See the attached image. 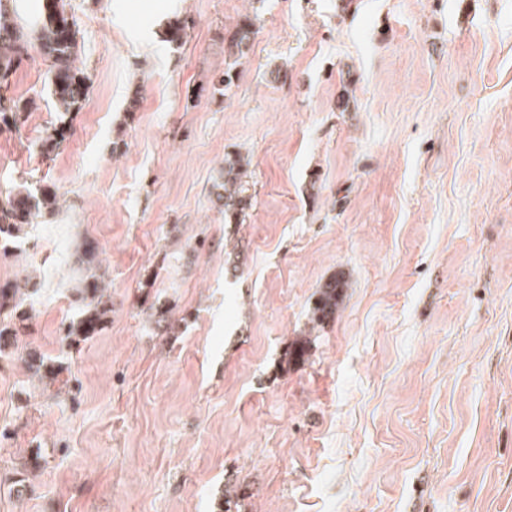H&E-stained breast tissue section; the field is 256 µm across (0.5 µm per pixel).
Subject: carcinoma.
Returning <instances> with one entry per match:
<instances>
[{
	"mask_svg": "<svg viewBox=\"0 0 512 512\" xmlns=\"http://www.w3.org/2000/svg\"><path fill=\"white\" fill-rule=\"evenodd\" d=\"M67 0H46L41 14L24 27L9 11L7 2L0 0V84L11 83V78L24 61L35 52L43 60L49 77L48 87L55 120L45 128L43 135L33 143V148L45 159L60 150L72 130L74 116L80 112L92 88V78L86 66L76 65L82 55L81 38L73 16L66 9ZM189 21L176 17L169 22L166 42L178 45L183 39ZM255 35L254 21L245 16L235 30L224 38V54L237 59L248 49ZM36 100L20 96L0 95V127L18 130L25 115L36 109ZM247 169L243 158L235 154L224 155V167L219 181L212 186L216 203L224 208V223L239 224L250 207L249 198L243 195V178ZM58 208L56 190L43 184L25 189L0 199V240H17L24 226L44 212ZM83 272L72 288L77 315L64 329V340L81 342L102 328L109 308L102 304L103 288L97 274L96 247L87 242L81 253ZM344 284L336 277L323 283L319 289L312 319L320 322L335 314L336 302ZM38 293L37 286L14 282L0 286V313L8 312L9 320H0V358L9 355L11 339L18 336L30 320V305ZM29 372L52 379L56 372L47 364L43 355L30 354L23 358Z\"/></svg>",
	"mask_w": 512,
	"mask_h": 512,
	"instance_id": "carcinoma-1",
	"label": "carcinoma"
}]
</instances>
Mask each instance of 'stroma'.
<instances>
[{"instance_id":"1","label":"stroma","mask_w":512,"mask_h":512,"mask_svg":"<svg viewBox=\"0 0 512 512\" xmlns=\"http://www.w3.org/2000/svg\"><path fill=\"white\" fill-rule=\"evenodd\" d=\"M70 11L93 87L68 140L34 152L44 105L0 131V195L59 194L0 245V285L39 287L0 360V512H512V0ZM247 15L233 85L207 94ZM236 152L235 225L211 189ZM87 241L112 310L71 346ZM255 35L254 21L247 15L235 27V30L224 37V54L234 60L239 58L248 49ZM344 284L336 276L323 283L318 291L319 297L316 306L312 310V319L321 322L323 319L334 315L336 312V302L339 298Z\"/></svg>"}]
</instances>
